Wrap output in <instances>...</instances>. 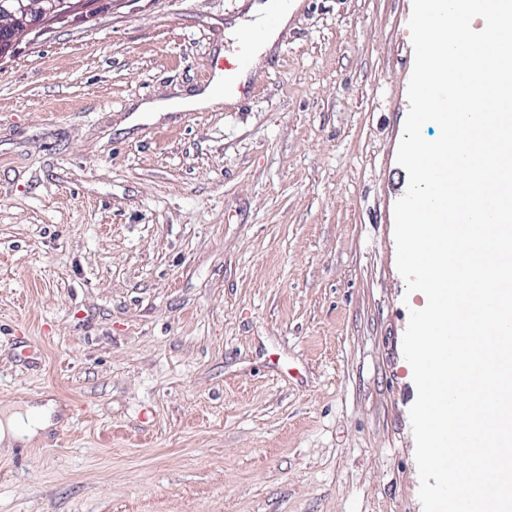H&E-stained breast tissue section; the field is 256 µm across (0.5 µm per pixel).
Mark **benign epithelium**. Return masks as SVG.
Masks as SVG:
<instances>
[{
  "label": "benign epithelium",
  "instance_id": "benign-epithelium-1",
  "mask_svg": "<svg viewBox=\"0 0 512 512\" xmlns=\"http://www.w3.org/2000/svg\"><path fill=\"white\" fill-rule=\"evenodd\" d=\"M90 0H0V58L42 24L81 8Z\"/></svg>",
  "mask_w": 512,
  "mask_h": 512
}]
</instances>
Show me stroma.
<instances>
[{"instance_id": "1", "label": "stroma", "mask_w": 512, "mask_h": 512, "mask_svg": "<svg viewBox=\"0 0 512 512\" xmlns=\"http://www.w3.org/2000/svg\"><path fill=\"white\" fill-rule=\"evenodd\" d=\"M95 0L0 58V512H422L396 265L412 0ZM262 3H253L248 13L252 20L247 22L249 30H256L262 34V40L259 46L269 44L279 28L288 22V10L283 9L281 3L277 0H265ZM274 19L271 24L270 20ZM258 40L259 35L256 33H243L236 46L224 53V59L217 61V66L224 70V77L222 78L221 73L217 72L215 79L206 90L179 101L176 104L177 107L190 110L209 106L212 98L221 93L223 85L225 96L232 94L239 98L245 97L249 91L238 82V76L243 70L252 66L253 48ZM244 76V73L240 74V80ZM21 411V412H20ZM51 404L5 409L0 420V443L6 445L35 441L51 426Z\"/></svg>"}]
</instances>
